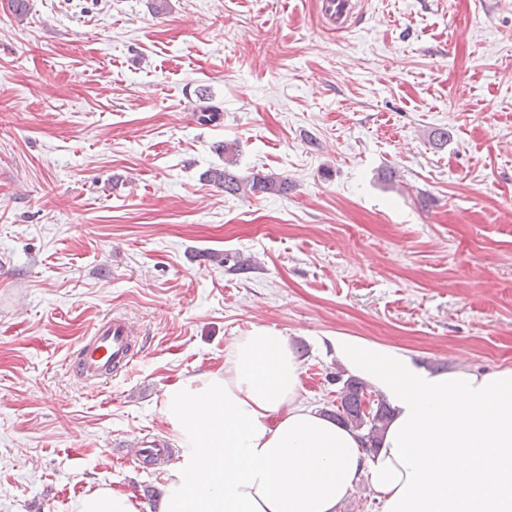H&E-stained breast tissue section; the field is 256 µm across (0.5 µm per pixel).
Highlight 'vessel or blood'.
<instances>
[{
  "label": "vessel or blood",
  "mask_w": 512,
  "mask_h": 512,
  "mask_svg": "<svg viewBox=\"0 0 512 512\" xmlns=\"http://www.w3.org/2000/svg\"><path fill=\"white\" fill-rule=\"evenodd\" d=\"M356 0H319L317 10L326 28L349 31L361 16ZM137 331L125 315H110L96 324L90 336L84 337L70 367L78 378L104 382L126 373L139 352Z\"/></svg>",
  "instance_id": "obj_1"
}]
</instances>
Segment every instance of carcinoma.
<instances>
[{"instance_id":"1","label":"carcinoma","mask_w":512,"mask_h":512,"mask_svg":"<svg viewBox=\"0 0 512 512\" xmlns=\"http://www.w3.org/2000/svg\"><path fill=\"white\" fill-rule=\"evenodd\" d=\"M197 105L194 116L201 125H209L221 119L220 110L210 104L211 94L205 88L196 91ZM217 151L224 156V166L206 170L203 179L224 193L237 196L247 194L266 193L271 195H286L291 184L286 177H270L255 175L252 179H243L235 174L232 167L236 166V148L231 143L218 145ZM367 386L364 382L349 377L343 381L339 390L336 410L330 413L336 422L355 429L362 433L365 451L375 454L378 443L388 425L391 409L383 399L377 400L375 406L366 407Z\"/></svg>"}]
</instances>
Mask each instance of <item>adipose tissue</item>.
<instances>
[{
	"mask_svg": "<svg viewBox=\"0 0 512 512\" xmlns=\"http://www.w3.org/2000/svg\"><path fill=\"white\" fill-rule=\"evenodd\" d=\"M331 345L393 406L375 456L359 432L303 402L301 359L256 327L223 367L166 392L162 414L182 452L158 512H337L364 478L383 512H512V368L432 372L354 336Z\"/></svg>",
	"mask_w": 512,
	"mask_h": 512,
	"instance_id": "obj_1",
	"label": "adipose tissue"
}]
</instances>
